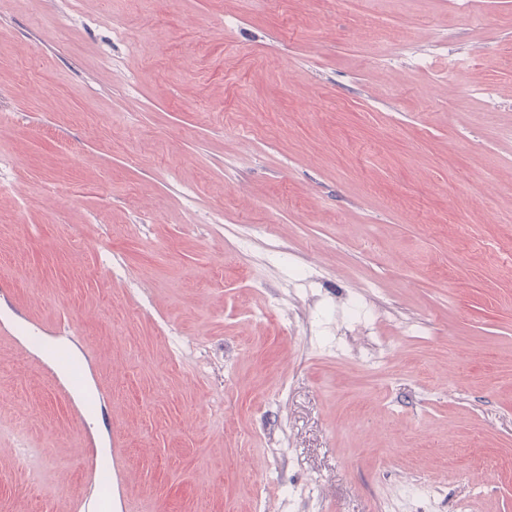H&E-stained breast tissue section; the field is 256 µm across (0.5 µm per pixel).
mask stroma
<instances>
[{"mask_svg":"<svg viewBox=\"0 0 512 512\" xmlns=\"http://www.w3.org/2000/svg\"><path fill=\"white\" fill-rule=\"evenodd\" d=\"M0 178V512H512V0H0ZM119 455L110 454V456L101 458L95 457L92 460V470L97 479L94 480L95 495L92 499H88L82 505H78L79 512H104L108 507V503L112 494V485L110 479L112 474L119 476ZM106 490L107 496L102 495V491Z\"/></svg>","mask_w":512,"mask_h":512,"instance_id":"stroma-1","label":"stroma"}]
</instances>
